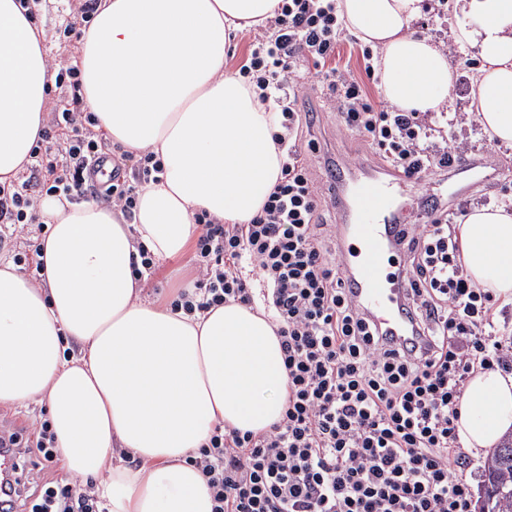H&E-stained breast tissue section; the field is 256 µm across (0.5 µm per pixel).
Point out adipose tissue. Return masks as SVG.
<instances>
[{
    "label": "adipose tissue",
    "instance_id": "obj_1",
    "mask_svg": "<svg viewBox=\"0 0 512 512\" xmlns=\"http://www.w3.org/2000/svg\"><path fill=\"white\" fill-rule=\"evenodd\" d=\"M420 0H340L347 28L378 49L383 98L402 112L451 111L457 73L440 40L412 25ZM279 0H100L80 39L84 103L112 143L155 153L133 222L112 207L42 198L40 281L0 255V405L48 404L63 469L102 478L112 512H212L188 455L216 424L261 433L285 409L288 376L273 323L235 301L207 312L160 307L133 273L183 254L205 212L246 224L284 158L279 118L257 86L224 68L232 33L265 25ZM454 28L481 67L471 83L484 134L512 148V0H456ZM44 30L0 0V182L15 180L47 124L55 74ZM470 280L512 303V208L476 205L458 227ZM81 345L67 354L65 342ZM456 434L478 452L512 435V372L478 369ZM140 463L125 466L123 455Z\"/></svg>",
    "mask_w": 512,
    "mask_h": 512
}]
</instances>
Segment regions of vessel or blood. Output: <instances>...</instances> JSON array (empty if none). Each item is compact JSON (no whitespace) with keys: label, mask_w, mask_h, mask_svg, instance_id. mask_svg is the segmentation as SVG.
<instances>
[{"label":"vessel or blood","mask_w":512,"mask_h":512,"mask_svg":"<svg viewBox=\"0 0 512 512\" xmlns=\"http://www.w3.org/2000/svg\"><path fill=\"white\" fill-rule=\"evenodd\" d=\"M403 176L382 177L337 168L330 185L337 198L348 199L349 222L343 225V263L347 288L356 304L393 336H405L411 314L402 303L405 284L399 276L395 241L410 217L396 206ZM9 449L0 450V489L10 490L19 478Z\"/></svg>","instance_id":"vessel-or-blood-1"}]
</instances>
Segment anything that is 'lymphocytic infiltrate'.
Masks as SVG:
<instances>
[{"label":"lymphocytic infiltrate","mask_w":512,"mask_h":512,"mask_svg":"<svg viewBox=\"0 0 512 512\" xmlns=\"http://www.w3.org/2000/svg\"><path fill=\"white\" fill-rule=\"evenodd\" d=\"M347 36L338 0H281L250 54L242 77L271 90L285 150L280 177L247 224L198 215L202 231L191 262L198 276L172 305L205 311L234 300L270 314L288 373L282 418L255 434L215 426L188 461L211 493L212 512H470L471 489L453 420L473 365L512 368V352L486 336L492 297L465 274L447 211L407 224L399 242L409 285L407 302L423 344L403 350L385 342L344 288L341 231L323 213L327 201L302 145L301 72L326 91L339 127L373 147L386 167L423 184L447 173L457 151L432 142L416 112L371 102L373 76L364 51L363 76L335 63ZM66 85L44 144L31 151L29 178L0 184V223L28 234L38 223L37 185L69 199L93 197L134 216L140 184L161 173L152 154L140 158L136 182L94 189L84 172L104 143L82 120L80 71L58 62ZM34 445L0 432V447L17 451L18 466L36 455L45 468L59 460L45 421H32ZM0 512H106L93 483L47 479L31 496L11 491Z\"/></svg>","instance_id":"lymphocytic-infiltrate-1"}]
</instances>
